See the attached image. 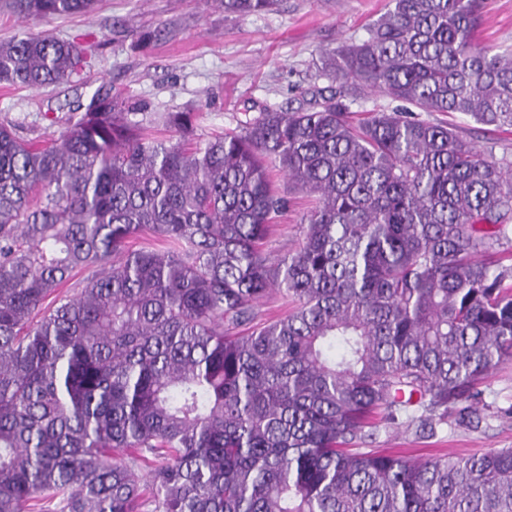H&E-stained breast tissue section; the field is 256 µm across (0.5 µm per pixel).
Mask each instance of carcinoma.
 Segmentation results:
<instances>
[{
	"label": "carcinoma",
	"instance_id": "1",
	"mask_svg": "<svg viewBox=\"0 0 512 512\" xmlns=\"http://www.w3.org/2000/svg\"><path fill=\"white\" fill-rule=\"evenodd\" d=\"M96 4L9 2L33 19ZM479 9L389 0L324 56L329 95L207 139L195 112L110 96L49 137L0 123V512H512V448H357L379 421L479 419L477 385L512 356V258L483 259L512 231V169L410 110L512 126V53L479 41ZM91 51L21 33L0 85L59 84ZM370 92L403 106L353 120ZM273 166L313 198L277 258ZM142 233L164 247L132 248ZM273 291L294 308L262 322Z\"/></svg>",
	"mask_w": 512,
	"mask_h": 512
}]
</instances>
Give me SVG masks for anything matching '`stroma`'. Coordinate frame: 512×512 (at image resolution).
Returning a JSON list of instances; mask_svg holds the SVG:
<instances>
[{"label": "stroma", "instance_id": "stroma-1", "mask_svg": "<svg viewBox=\"0 0 512 512\" xmlns=\"http://www.w3.org/2000/svg\"><path fill=\"white\" fill-rule=\"evenodd\" d=\"M387 0H279L274 11L225 13L222 0H99L89 14L47 21L23 20L0 0V41L25 31L93 42V62L79 76L46 89L0 87V122L25 134H52L95 94L119 95L133 112H199L197 133L235 127L246 108L306 106L326 80L316 78L325 53L365 38ZM480 38L495 50L512 48V0H484ZM424 120L453 122L463 140L489 159L512 164V128L471 117L427 112ZM292 206L274 224L268 251L277 257L299 245V220L309 198L274 173ZM479 422L449 412L434 435L381 425L373 448L412 460L461 457L512 448V359L481 385Z\"/></svg>", "mask_w": 512, "mask_h": 512}]
</instances>
